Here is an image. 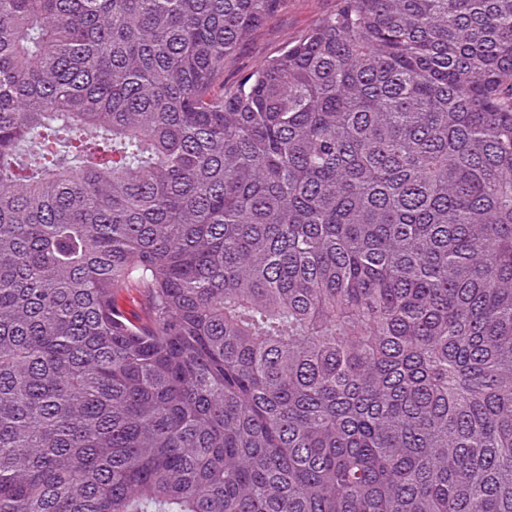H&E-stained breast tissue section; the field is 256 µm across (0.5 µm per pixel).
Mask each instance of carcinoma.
<instances>
[{
  "label": "carcinoma",
  "instance_id": "obj_1",
  "mask_svg": "<svg viewBox=\"0 0 512 512\" xmlns=\"http://www.w3.org/2000/svg\"><path fill=\"white\" fill-rule=\"evenodd\" d=\"M281 2L0 0V512H512V0ZM338 0H286L254 31L236 54L224 63V89L236 85L266 59L308 33Z\"/></svg>",
  "mask_w": 512,
  "mask_h": 512
}]
</instances>
